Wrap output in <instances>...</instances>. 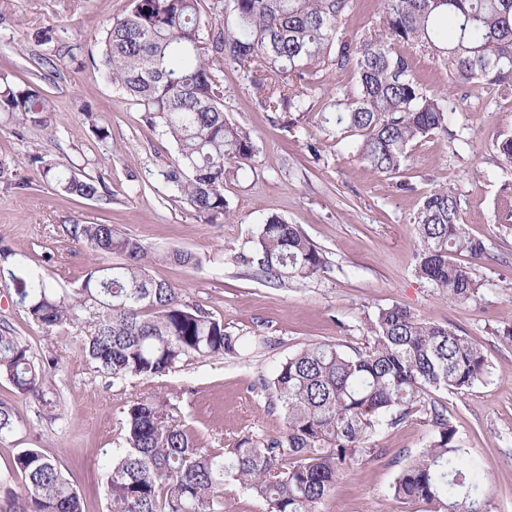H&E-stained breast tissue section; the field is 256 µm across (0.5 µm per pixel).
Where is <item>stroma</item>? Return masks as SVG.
Wrapping results in <instances>:
<instances>
[{"label":"stroma","instance_id":"35a3bbf8","mask_svg":"<svg viewBox=\"0 0 512 512\" xmlns=\"http://www.w3.org/2000/svg\"><path fill=\"white\" fill-rule=\"evenodd\" d=\"M130 0H0V73L34 85L53 102L56 137L0 113V246L25 254L61 292L78 286L93 267L119 263L73 241L74 224H112L159 250H186L201 266L169 261L149 266L187 304L203 305L242 337L234 357H192L166 375L110 383L79 348L83 324L49 332L0 289V324L29 343L39 359H54L48 386L56 419L38 401L0 379V406L13 410L16 431L0 436V493L21 490L15 455L37 448L59 462L80 493L85 512H108L104 472L109 452L122 446V418L140 394L164 395L176 424L190 428L203 448L231 439L276 436L285 427L261 385L289 355L312 343L362 346L363 324L379 308L401 305L417 317L472 337L489 360V374L469 391L430 390L458 437L489 474V512H512V166L495 153L496 132L512 125V95L479 83L452 82L431 56L412 50L415 74L428 94L455 108L447 132L419 141L402 176L372 172L347 142L329 136L318 115L345 102L355 71L329 68L306 80L309 111L269 112L242 68L219 63L227 117L254 145L250 169L224 186L223 219L210 223L178 201L162 173L177 156L161 126L112 85L101 65L102 39ZM52 64H45L44 56ZM108 130L99 139L96 128ZM47 153L103 177L111 197L85 200L42 182L32 153ZM26 190H17V183ZM448 188L469 232L488 255L471 262L482 284L476 299L449 302L414 273L413 216L431 188ZM270 215L299 225L326 251L325 272L274 285L238 263L240 245ZM422 408L377 438L381 456L359 461L336 483L321 512H425V505L392 496L401 468L430 440Z\"/></svg>","mask_w":512,"mask_h":512}]
</instances>
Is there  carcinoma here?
<instances>
[{"instance_id":"obj_1","label":"carcinoma","mask_w":512,"mask_h":512,"mask_svg":"<svg viewBox=\"0 0 512 512\" xmlns=\"http://www.w3.org/2000/svg\"><path fill=\"white\" fill-rule=\"evenodd\" d=\"M351 0H224V27L205 30L199 0H131L106 28L101 62L112 83L160 124L177 146L162 172L178 197L209 221L224 216L226 177L250 166L249 134L224 115V88L213 67L229 58L251 76L264 107L308 111L295 77L332 66L356 71L355 94L345 111L321 113L320 128L352 133L350 147L371 171L406 170L412 148L448 131L453 110L430 96L414 75L406 48L420 49L448 68L457 83L473 81L512 90V0H382L380 31L363 39L342 25ZM0 112L57 132L51 100L38 88L0 80ZM512 165V127L494 142ZM40 178L65 196L110 195L101 177L78 173L43 153L30 156ZM415 274L448 301H467L480 284L459 261L486 257L483 239L462 224L448 189L433 187L413 217ZM73 240L123 262L96 267L80 285L61 294L48 274L9 248L0 249V286L27 316L48 332L85 324L81 349L95 372L121 382L163 376L191 356L238 355L243 345L224 322L183 302L172 284L147 272L153 260L196 266L183 250L155 252L113 224H74ZM236 259L269 283L305 280L329 259L295 224L271 215ZM364 346L346 352L311 344L277 368L269 406L284 416L278 437L233 439L225 448H198L155 395L124 410L125 447L106 467L109 512H225V486L263 501L267 512H319L337 480L365 456L377 457L384 428L412 411L428 389L462 393L487 374L489 361L474 339L418 318L407 308L378 309L363 327ZM0 378L55 411L46 374L30 345L0 325ZM429 445L401 469L394 497L425 503L432 512H489L487 475L448 424L446 408L431 402ZM25 477L23 495L9 491L8 509L83 512L80 493L57 461L35 448L14 457Z\"/></svg>"}]
</instances>
